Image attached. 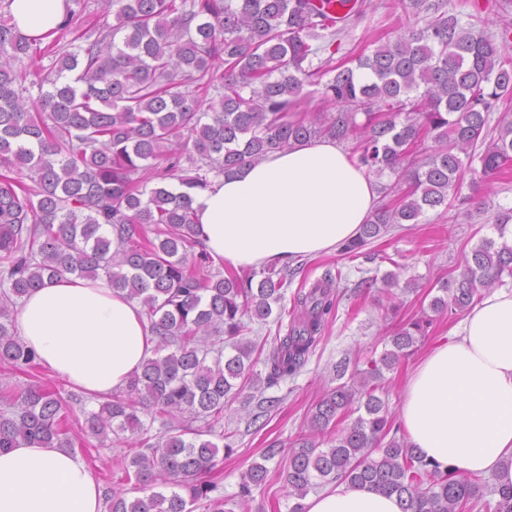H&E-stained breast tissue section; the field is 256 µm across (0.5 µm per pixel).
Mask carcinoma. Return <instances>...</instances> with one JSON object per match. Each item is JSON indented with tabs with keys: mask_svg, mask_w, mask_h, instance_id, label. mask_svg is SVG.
Masks as SVG:
<instances>
[{
	"mask_svg": "<svg viewBox=\"0 0 512 512\" xmlns=\"http://www.w3.org/2000/svg\"><path fill=\"white\" fill-rule=\"evenodd\" d=\"M331 3L320 9L313 0H103L101 20L84 26L89 0H71L43 48V38L0 19V365H38L14 332L12 314L45 281L67 275L107 277L141 304L156 338L141 372L85 418L98 437L139 435L125 478L149 494L128 500L108 488L107 512H232L213 495L217 485L201 479L219 451L206 436L224 428V405L251 368L255 345L240 339L243 318L285 313L288 267L203 274L204 250L189 262L187 248L201 245L189 191L295 142L353 139L361 165L394 176L382 193L398 194L339 247L348 259L372 263L369 244L394 225L418 224L426 212L448 207L474 162L486 178L512 164L511 113H502L497 136L488 138L490 114L512 95V22L495 37L462 26L445 0H410L415 13L431 19L358 58L353 69L334 58L342 29L333 24ZM48 56L51 65L38 63ZM320 84L335 111L301 114L304 87ZM213 91L218 98L203 106ZM428 139L435 143L430 150ZM150 169L162 180L151 189L140 186ZM167 179L187 191L171 190ZM511 222V211L497 216L499 240H481L454 275L437 280L429 311L398 325L391 348L369 367L336 366L340 384L315 406L309 434L289 449L266 450V460L288 455L285 481L298 499L291 512H303L301 500L319 480L394 495L401 512L476 506L482 478L418 454L377 392L384 372L428 336L436 317L467 309L479 291L512 277L505 240ZM342 279V271L328 272L298 295V313L269 352L268 384L304 367ZM226 343L233 353L224 354ZM141 406L153 409L163 432L149 434ZM355 411L356 419L331 437ZM196 421L204 428L190 427ZM70 434L69 405L49 388L31 383L3 397L0 449L19 438L69 448ZM266 474L265 465L252 464L239 496L249 497ZM493 493L494 512H512V487Z\"/></svg>",
	"mask_w": 512,
	"mask_h": 512,
	"instance_id": "1",
	"label": "carcinoma"
}]
</instances>
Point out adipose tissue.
<instances>
[{
  "label": "adipose tissue",
  "instance_id": "ef3b65f1",
  "mask_svg": "<svg viewBox=\"0 0 512 512\" xmlns=\"http://www.w3.org/2000/svg\"><path fill=\"white\" fill-rule=\"evenodd\" d=\"M66 7V0H12L10 12L22 33L39 37L59 27ZM192 199L212 258L258 268L357 237L380 195L343 144L317 138L213 178ZM18 319L40 364L93 397L125 387L155 347L141 304L103 276L46 283L22 300ZM400 419L426 459L512 486V290L485 293L430 351L408 380ZM304 506L400 512L396 497L367 487L328 489ZM0 512H102V490L79 454L21 440L0 451Z\"/></svg>",
  "mask_w": 512,
  "mask_h": 512
}]
</instances>
